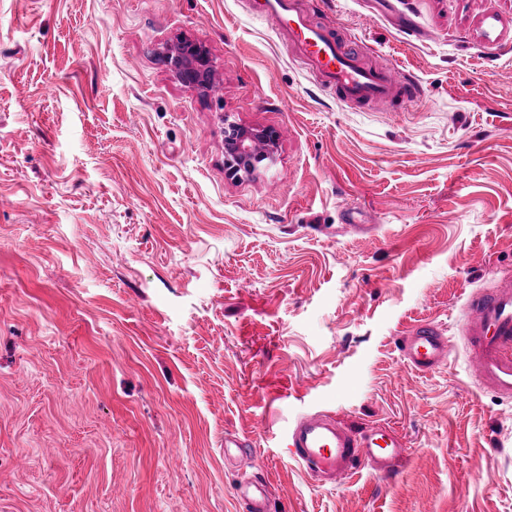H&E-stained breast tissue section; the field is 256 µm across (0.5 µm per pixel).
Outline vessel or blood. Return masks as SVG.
<instances>
[{
  "label": "vessel or blood",
  "instance_id": "b4317fda",
  "mask_svg": "<svg viewBox=\"0 0 512 512\" xmlns=\"http://www.w3.org/2000/svg\"><path fill=\"white\" fill-rule=\"evenodd\" d=\"M252 16L273 22L294 57L319 86L338 103L367 106L377 102L404 106L421 95L418 81L402 76L395 64L373 66L365 54L349 51L333 27L315 23L302 0H248ZM461 341L477 384L503 398H512V270L494 272L474 289L463 305L454 332L423 320L402 336L406 364L428 373L445 365L454 341ZM294 459L324 482L346 478L358 466L388 474L405 456L402 437L382 425L353 431L334 415H305L285 429ZM235 493L245 512H268L269 485L260 478H242Z\"/></svg>",
  "mask_w": 512,
  "mask_h": 512
}]
</instances>
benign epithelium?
<instances>
[{
    "mask_svg": "<svg viewBox=\"0 0 512 512\" xmlns=\"http://www.w3.org/2000/svg\"><path fill=\"white\" fill-rule=\"evenodd\" d=\"M167 58L179 78L186 84L209 87L214 68L205 48L187 41L168 49ZM277 134L271 129L245 127L224 117V164L233 177L253 173L273 160Z\"/></svg>",
    "mask_w": 512,
    "mask_h": 512,
    "instance_id": "obj_1",
    "label": "benign epithelium"
}]
</instances>
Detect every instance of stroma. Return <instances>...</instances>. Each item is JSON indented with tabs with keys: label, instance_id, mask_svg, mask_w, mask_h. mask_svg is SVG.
<instances>
[{
	"label": "stroma",
	"instance_id": "obj_1",
	"mask_svg": "<svg viewBox=\"0 0 512 512\" xmlns=\"http://www.w3.org/2000/svg\"><path fill=\"white\" fill-rule=\"evenodd\" d=\"M399 8L419 36L312 12L419 81L397 112L338 104L246 0H0V512H239L257 462L269 512H512V401L462 346L399 352L512 268V0ZM228 119L274 162L228 177ZM314 412L397 430L400 468L316 481L281 436ZM167 58L179 78L186 84L210 87L214 79V68L205 48L181 39L168 49Z\"/></svg>",
	"mask_w": 512,
	"mask_h": 512
}]
</instances>
